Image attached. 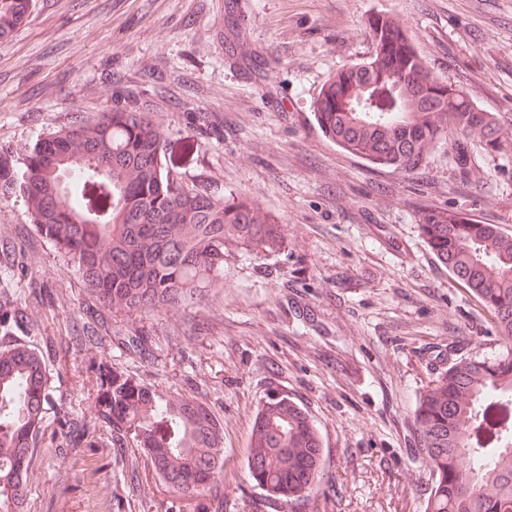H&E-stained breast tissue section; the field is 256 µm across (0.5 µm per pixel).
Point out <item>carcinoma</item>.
<instances>
[{"instance_id":"cac0c4a2","label":"carcinoma","mask_w":512,"mask_h":512,"mask_svg":"<svg viewBox=\"0 0 512 512\" xmlns=\"http://www.w3.org/2000/svg\"><path fill=\"white\" fill-rule=\"evenodd\" d=\"M33 0H0V45L21 25ZM374 52L329 76L314 101L321 132L373 165L411 172L452 133L486 151L504 149L493 114L463 90L433 76L390 17L368 21ZM21 178L0 153V199L20 196L31 234L16 225L0 235V273L25 274L26 253L53 244L81 274L92 303L65 334L49 335L27 307L0 293V512H23L24 473L42 447L43 410L54 400L46 368L70 351L94 346V418L65 406L52 422L50 447L67 459L96 431L125 482L140 462L197 512H224L223 426L197 397H166L153 384L112 366V348L161 365L149 337L112 327V310L147 313L224 292V246L276 248L282 225L256 201L226 199L179 177L174 147L147 112L106 106L38 140L23 156ZM422 234L438 261L492 312L498 335L512 341V236L458 211L424 209ZM38 337L37 350L22 343ZM418 452L434 474L428 512H512V351L454 360L419 398ZM324 448L309 414L272 395L258 414L247 468L270 501L307 505L324 494Z\"/></svg>"}]
</instances>
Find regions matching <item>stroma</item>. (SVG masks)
<instances>
[{
  "mask_svg": "<svg viewBox=\"0 0 512 512\" xmlns=\"http://www.w3.org/2000/svg\"><path fill=\"white\" fill-rule=\"evenodd\" d=\"M396 18L430 72L463 86L512 136V0H34L0 46V151L22 155L45 134L105 105L134 106L163 125L189 185L241 194L284 225L272 251L224 248V291L158 312L112 315L136 323L163 363L121 351L112 362L168 396L206 397L224 425V512L265 497L247 471L251 431L269 391L312 416L324 446L319 512H427L431 465L412 455L420 394L451 357L512 348L494 319L428 248L422 208L466 212L512 235V151L465 136L439 144L413 173L374 168L328 141L312 102L337 68L368 58L372 16ZM210 113L219 134L194 129ZM466 164H459V153ZM53 295L55 324L88 297L54 246L28 256ZM313 307L319 329L289 301ZM213 330L183 335L187 319ZM97 348L71 352L48 379L76 416L93 415ZM123 484L105 448L67 464L31 457L27 512H96L113 494L129 512H196L149 468ZM65 493H51L56 481Z\"/></svg>",
  "mask_w": 512,
  "mask_h": 512,
  "instance_id": "35a3bbf8",
  "label": "stroma"
}]
</instances>
